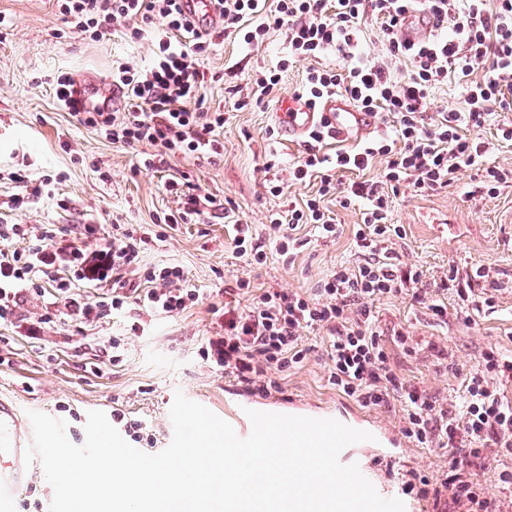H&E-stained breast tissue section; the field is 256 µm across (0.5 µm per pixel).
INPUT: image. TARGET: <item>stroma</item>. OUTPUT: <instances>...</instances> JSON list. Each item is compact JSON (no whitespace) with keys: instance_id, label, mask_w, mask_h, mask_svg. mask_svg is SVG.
I'll return each mask as SVG.
<instances>
[{"instance_id":"obj_1","label":"stroma","mask_w":512,"mask_h":512,"mask_svg":"<svg viewBox=\"0 0 512 512\" xmlns=\"http://www.w3.org/2000/svg\"><path fill=\"white\" fill-rule=\"evenodd\" d=\"M0 13L11 20L0 34V224L33 228L57 225L86 251L110 245L112 227L152 226L164 233L163 242L140 256L137 271L128 273L130 284L142 282L148 269L167 264L184 268L204 301L177 316L153 314L136 304L114 310L103 318L77 327L60 323L54 290L39 296L24 295L16 317L0 322V396L12 397L21 411H40L67 421V436L83 444L88 411L111 413L146 423L165 449L173 434L169 409L175 393H183L213 413L223 414L229 394L246 393L265 402V394L246 391L244 385L212 368L202 352L209 336L220 330L210 308L218 292L235 287L237 279L254 288H280L314 294L319 282L337 265L355 263L352 229L361 214L339 210L340 236L312 240L290 263H283L274 247H267L265 264L251 265L233 254L230 226L219 205L231 201L238 215L252 224L260 239L268 237L269 211L302 202L313 195L316 182L286 184L282 196H272L263 165L275 156L279 176L304 150V143L270 139L276 112L301 83L309 60H291L272 101L233 110L234 90L245 87L261 66L285 57L282 31L267 35L260 50L244 53L230 42L200 54L207 73L201 95L205 108L229 112L221 129L222 156L210 159L178 156L166 172L145 170L143 161L154 146L123 147L80 124L63 109L55 95L58 75L107 77L116 60L148 66L154 46L150 39H132L127 28L112 27L97 41L65 32L56 0H0ZM49 180L48 193L27 196L14 179ZM192 184L197 194L215 199L200 219L168 229L164 217L179 206L166 189L169 180ZM393 218L406 230L396 245L401 262L418 266L427 284L438 282L450 267H489L492 281H481L476 292L491 296L493 306L471 317L441 324L425 305L406 296L377 300L382 328L409 327L447 346L450 358L439 364L423 355L398 354V369L429 392L455 397L461 377L487 345L512 352V185L491 198L481 190L474 171L460 172L448 188L417 194L400 188L393 199ZM93 224L96 234L81 238L83 225ZM142 330L134 334L131 323ZM120 349H113V341ZM311 351L299 368L282 373L278 407L300 403L313 412H327L348 422L358 405L329 384V363L322 336L308 335ZM352 456L365 457L381 482L404 485L413 475L440 481L448 468V451L426 448L402 439L400 449L355 448Z\"/></svg>"}]
</instances>
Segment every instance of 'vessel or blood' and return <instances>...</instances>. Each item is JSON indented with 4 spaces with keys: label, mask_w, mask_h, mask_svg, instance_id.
Instances as JSON below:
<instances>
[{
    "label": "vessel or blood",
    "mask_w": 512,
    "mask_h": 512,
    "mask_svg": "<svg viewBox=\"0 0 512 512\" xmlns=\"http://www.w3.org/2000/svg\"><path fill=\"white\" fill-rule=\"evenodd\" d=\"M280 134L284 140L295 141L320 124L331 125L337 138L366 136L378 126L377 116L360 110L348 98L335 95L324 99L318 107L291 98L284 112L278 113ZM247 402L228 398L224 401V418L239 436H248L251 422L246 415ZM33 439L32 425L15 402L0 397V512H14L16 501L23 494L32 469L24 464V451Z\"/></svg>",
    "instance_id": "obj_1"
}]
</instances>
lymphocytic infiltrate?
Masks as SVG:
<instances>
[{
    "instance_id": "f902f5d3",
    "label": "lymphocytic infiltrate",
    "mask_w": 512,
    "mask_h": 512,
    "mask_svg": "<svg viewBox=\"0 0 512 512\" xmlns=\"http://www.w3.org/2000/svg\"><path fill=\"white\" fill-rule=\"evenodd\" d=\"M224 22L222 33L241 48L263 45L269 31H283L288 57L255 71L234 109L264 103L274 94L294 58H311L310 68L294 95L317 105L333 94L349 97L361 110L383 114L385 131L351 151L329 157L319 143L332 138L328 125L313 127L305 153L288 169L287 179L274 176L270 192L281 196L285 181L318 179L320 186L302 205L269 214L277 254L288 257L295 233L312 225L320 237L338 235L335 214L324 207L326 196L341 208L359 205L361 222L353 228L358 254L355 265H339L313 295L278 288H251L238 280L224 291L221 335L210 337L204 354L225 377L256 391H279L277 376L301 364L309 351L307 333H324L331 363L328 381L337 392L365 407L399 402L406 414L404 435L419 445L448 449L449 476L437 482L431 498L435 512H499L500 506L481 495L472 465L489 454L512 456V356L496 347L483 349L461 384V400L427 392L399 376L388 351L374 307L376 300L398 294L427 302L440 322L447 306L429 299L419 270L398 262L393 245L404 238L393 220L392 196L400 186L424 193L454 183L457 173L476 170L488 196L512 183V169L489 161L497 143L512 142V0H215ZM58 10L73 33L97 41L113 24H131L134 38L150 37L155 53L143 69L126 63L113 67L112 89L126 103L125 112L96 109L76 113V120L94 128L112 143L155 146L146 169L163 171L169 156L219 154L222 112L203 107L200 90L206 74L196 60L213 43L214 35L186 17L180 0H57ZM434 23L435 35L416 46L403 44L397 32L407 14ZM374 22L380 41L375 52L365 49L367 22ZM342 62L321 65L326 54ZM452 84L460 92L459 106L429 115L433 92ZM491 126L494 140L478 136ZM383 160L379 179L365 178L375 160ZM352 181H344V174ZM233 226L231 248L238 257L263 264L265 244L235 208L224 210ZM147 232L116 224L112 247L89 257L53 224L32 233L24 224H0V320H12L22 293L41 294L53 281L64 302L61 323L87 322L128 302L151 311L177 315L201 301L183 268L167 265L147 271L146 288L113 290L111 296L84 301L76 282L117 284L139 263L152 242ZM23 249H16V242ZM69 276H52L55 265ZM475 272L450 269L440 281L459 305L480 310L487 298L476 294Z\"/></svg>"
}]
</instances>
